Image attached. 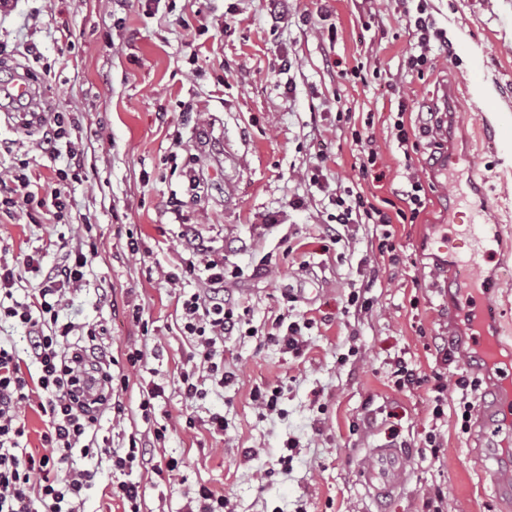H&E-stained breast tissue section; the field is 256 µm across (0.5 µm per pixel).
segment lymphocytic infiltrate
<instances>
[{"label": "lymphocytic infiltrate", "instance_id": "f902f5d3", "mask_svg": "<svg viewBox=\"0 0 512 512\" xmlns=\"http://www.w3.org/2000/svg\"><path fill=\"white\" fill-rule=\"evenodd\" d=\"M68 177L67 171H59L58 187L42 195L31 190L25 174L0 177V208L9 213L39 208L62 219L68 203L61 184ZM422 190L418 178H409L398 192L401 207L392 214L362 193L346 191L336 199L335 221L385 226L396 218L418 217L425 207ZM179 236L194 255L186 262V271L203 268L208 285L204 294L182 300L183 332L194 339L196 354L211 379L224 386L233 382L234 375L224 368L221 347L242 322L235 304L224 299L229 272L223 260L209 257L206 246L197 243L190 225H183ZM87 263L88 256L81 251L52 267L43 266L41 258L32 255L20 269L0 263V291L10 290L26 272L38 281V293L30 301L0 305V318L14 319L26 328L30 355L38 366L36 379H26L15 349L0 345V512H81L82 493L92 486L95 473L73 467L65 478H58L60 462L73 452L85 458H109L119 471L147 462V445L141 439L130 438L122 451L98 442V408L80 398L89 375H96L107 388L113 382L111 356L104 354L97 363H89L86 351L71 346L73 324L59 321L62 299L71 285L83 279ZM33 404L49 419V431L43 436L51 448L47 454L22 443L26 429L18 412Z\"/></svg>", "mask_w": 512, "mask_h": 512}]
</instances>
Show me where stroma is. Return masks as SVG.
Listing matches in <instances>:
<instances>
[{"label": "stroma", "mask_w": 512, "mask_h": 512, "mask_svg": "<svg viewBox=\"0 0 512 512\" xmlns=\"http://www.w3.org/2000/svg\"><path fill=\"white\" fill-rule=\"evenodd\" d=\"M415 9L414 0H288L278 24L266 0H130L119 11L109 0H11L0 10V42L10 49L0 70L30 73L38 113L73 114L82 165L65 185L62 220L38 208L0 211V263L35 254L51 265L96 244L59 321L96 328L95 350L129 378L98 438L124 448L130 437H151L154 463L184 462L172 478L133 469L143 512H186L187 492L201 485L234 512H428L433 497L440 512H512V497H497L483 479L480 417L462 423L454 386L463 375L479 379L494 402L495 371L444 360L470 336L447 254L467 248L473 183L493 201L489 222L502 233L484 269L504 282L489 302L500 352L512 356V0H427L449 46L433 47L419 74L404 66ZM31 43L40 60L27 56ZM445 83L456 88L450 117L436 103ZM401 102L406 123L430 127L408 159L390 136ZM38 113L0 111V174L21 170L46 189L69 160L41 150ZM368 144L378 160L365 178L358 167ZM411 175L427 204L414 223L391 227L399 263L379 253L380 226L329 234L337 194L350 189L380 207L396 202ZM298 198L303 206L292 207ZM183 224L238 270L224 294L249 311L247 329L224 342V365L237 376L224 387L182 331L179 299L203 287L202 274L182 270L191 256ZM263 264L267 272L254 275ZM301 317L311 322L301 353L268 340L278 321ZM134 348L144 352L137 366L127 359ZM399 359L447 378L442 415L428 386L396 385ZM186 372L202 398L183 397ZM157 384L165 393L143 414L141 396ZM274 387L278 410L261 415L252 393ZM215 413L223 431L209 428ZM382 446L407 451L411 477L407 491L377 504L357 463ZM72 462L97 473L84 512H124L110 461Z\"/></svg>", "instance_id": "35a3bbf8"}]
</instances>
